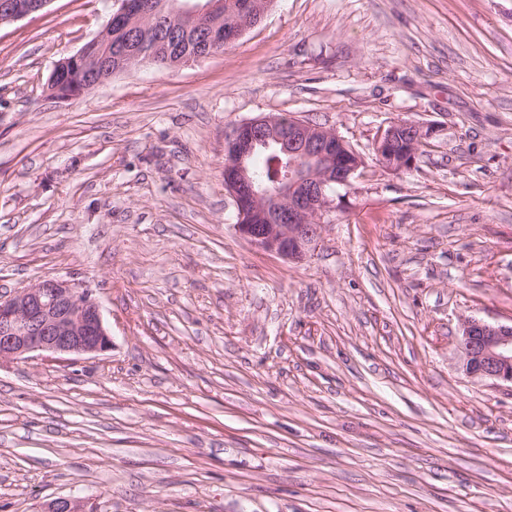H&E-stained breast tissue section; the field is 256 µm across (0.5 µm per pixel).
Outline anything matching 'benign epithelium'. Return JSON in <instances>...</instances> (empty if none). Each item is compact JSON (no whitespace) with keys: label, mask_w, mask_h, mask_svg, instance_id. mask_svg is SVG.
Returning <instances> with one entry per match:
<instances>
[{"label":"benign epithelium","mask_w":512,"mask_h":512,"mask_svg":"<svg viewBox=\"0 0 512 512\" xmlns=\"http://www.w3.org/2000/svg\"><path fill=\"white\" fill-rule=\"evenodd\" d=\"M52 0H0V25L43 11ZM119 8L103 29L77 53L61 60L52 72L49 95L67 99L112 77V59L100 46L112 43V28H132L145 15L144 0H117ZM269 0H246L238 7L234 30L242 34L257 24ZM164 9L185 29L224 18V0H167ZM435 130L397 120L375 143L384 168H410L417 149ZM274 145L291 161L290 172L270 191L252 178L249 160L259 146ZM231 159L224 164V187L236 209L260 215V224H237L238 231L264 251L302 259L315 247L324 216L330 211L331 185L350 184L364 160L335 130L293 118L260 116L238 124L225 138ZM112 335L99 302L86 289L58 277L45 278L0 296V361L30 354L96 355L108 351ZM465 374L512 384V324L464 320L457 337ZM47 512H83L79 501L60 497Z\"/></svg>","instance_id":"7a95c632"}]
</instances>
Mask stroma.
I'll return each instance as SVG.
<instances>
[{
    "instance_id": "1",
    "label": "stroma",
    "mask_w": 512,
    "mask_h": 512,
    "mask_svg": "<svg viewBox=\"0 0 512 512\" xmlns=\"http://www.w3.org/2000/svg\"><path fill=\"white\" fill-rule=\"evenodd\" d=\"M114 0L0 25V295L90 288L93 356L0 363V512H512V0H274L233 45L68 100L56 63ZM264 114L364 159L293 261L241 236L224 135ZM433 126L414 166L374 144ZM435 133L432 126L397 120L383 129L375 143L376 153L384 168L400 172L410 168L417 149ZM465 374L512 385V324L464 320L457 337Z\"/></svg>"
}]
</instances>
